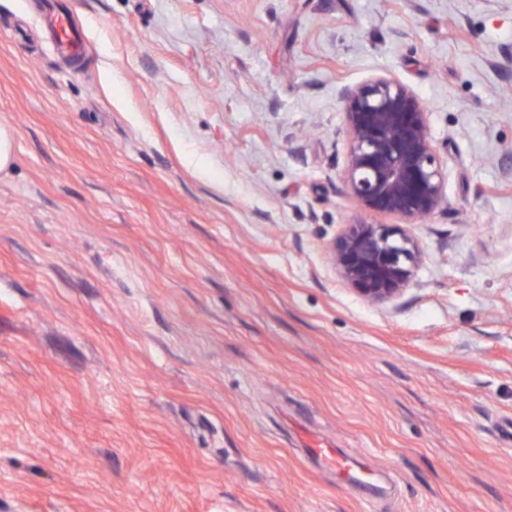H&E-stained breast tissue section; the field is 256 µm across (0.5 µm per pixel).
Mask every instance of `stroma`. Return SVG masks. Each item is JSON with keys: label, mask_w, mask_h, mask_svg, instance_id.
<instances>
[{"label": "stroma", "mask_w": 512, "mask_h": 512, "mask_svg": "<svg viewBox=\"0 0 512 512\" xmlns=\"http://www.w3.org/2000/svg\"><path fill=\"white\" fill-rule=\"evenodd\" d=\"M71 6L76 66L0 0V512H512V0ZM380 75L448 182L374 306L327 248ZM304 450L311 458L350 484H365L371 478L338 448H304Z\"/></svg>", "instance_id": "obj_1"}]
</instances>
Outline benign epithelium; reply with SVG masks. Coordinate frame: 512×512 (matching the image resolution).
<instances>
[{
  "label": "benign epithelium",
  "mask_w": 512,
  "mask_h": 512,
  "mask_svg": "<svg viewBox=\"0 0 512 512\" xmlns=\"http://www.w3.org/2000/svg\"><path fill=\"white\" fill-rule=\"evenodd\" d=\"M339 99L349 141L343 171L349 197L366 212L409 224L434 214L445 200L447 169L422 98L378 76L343 86ZM329 256L341 280L372 305L399 297L422 259L417 240L401 225L365 220L344 225Z\"/></svg>",
  "instance_id": "obj_1"
}]
</instances>
